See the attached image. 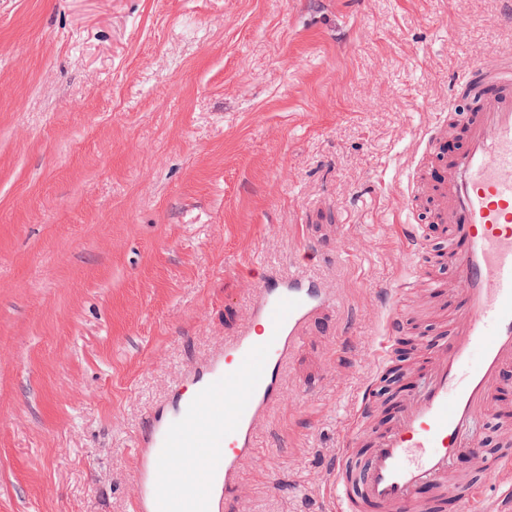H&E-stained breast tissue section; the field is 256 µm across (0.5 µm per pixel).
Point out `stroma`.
<instances>
[{
	"label": "stroma",
	"instance_id": "stroma-1",
	"mask_svg": "<svg viewBox=\"0 0 512 512\" xmlns=\"http://www.w3.org/2000/svg\"><path fill=\"white\" fill-rule=\"evenodd\" d=\"M498 0H0V512H129L152 407L236 331L251 276L335 288L235 512H336L406 257L399 184ZM317 233L324 260L299 262ZM480 453L512 418V373Z\"/></svg>",
	"mask_w": 512,
	"mask_h": 512
}]
</instances>
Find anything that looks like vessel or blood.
<instances>
[{
    "instance_id": "obj_1",
    "label": "vessel or blood",
    "mask_w": 512,
    "mask_h": 512,
    "mask_svg": "<svg viewBox=\"0 0 512 512\" xmlns=\"http://www.w3.org/2000/svg\"><path fill=\"white\" fill-rule=\"evenodd\" d=\"M479 84L478 110L466 122L464 147L443 157L424 184H410L399 229L410 266L398 287L378 290V371L394 367L395 337L408 325L404 298L430 258L415 214L429 198V218L457 241L446 256L457 285L452 326L424 348L412 378L416 391L390 421L365 431L377 406L367 387L336 451L332 495L339 512H441L456 495L476 512L474 492L456 482L455 463L473 447L500 376L512 364V44L477 56L453 79L456 101ZM444 121L426 133L422 153L441 152ZM234 335L192 362L170 394L148 414L134 448L131 512H229L245 461L258 457V434L287 398L284 371L308 336L338 308L334 289L308 276L264 274ZM478 469L512 481V452L480 458Z\"/></svg>"
}]
</instances>
